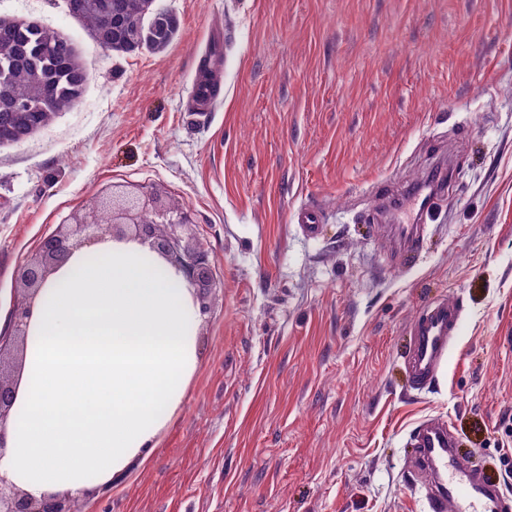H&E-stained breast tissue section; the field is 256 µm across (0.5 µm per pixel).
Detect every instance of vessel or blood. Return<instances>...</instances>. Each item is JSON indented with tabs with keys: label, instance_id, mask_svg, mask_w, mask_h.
Segmentation results:
<instances>
[{
	"label": "vessel or blood",
	"instance_id": "vessel-or-blood-1",
	"mask_svg": "<svg viewBox=\"0 0 512 512\" xmlns=\"http://www.w3.org/2000/svg\"><path fill=\"white\" fill-rule=\"evenodd\" d=\"M442 175L441 185L432 192H412L411 199L416 213L412 223L395 224V195L385 182L373 187L378 213L388 217V225L381 234L386 247L397 265L412 259L423 235L425 226L448 201L450 186L446 176L450 167L446 159H439L433 166ZM294 221L306 236H313L321 222L318 208L304 206L297 210ZM462 326L459 304L439 301L434 303L412 326V342L408 351V375L416 389H423L437 376L448 360L455 336ZM414 455L410 460L411 471L431 473L433 481L427 490L431 512H507L508 505L498 483L491 481L479 470L471 456L460 454L447 420L427 417L414 428L411 438Z\"/></svg>",
	"mask_w": 512,
	"mask_h": 512
}]
</instances>
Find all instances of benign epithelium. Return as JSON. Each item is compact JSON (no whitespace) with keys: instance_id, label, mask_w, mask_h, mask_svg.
I'll return each mask as SVG.
<instances>
[{"instance_id":"7a95c632","label":"benign epithelium","mask_w":512,"mask_h":512,"mask_svg":"<svg viewBox=\"0 0 512 512\" xmlns=\"http://www.w3.org/2000/svg\"><path fill=\"white\" fill-rule=\"evenodd\" d=\"M105 206L112 209V223L106 230L99 224V212ZM189 223L188 213L161 203L152 189L121 203L114 202V196L107 193L95 198L71 217L68 230L41 241L37 260L23 271L25 295L13 305L9 335L0 336V357L11 349L17 338L27 339L32 301L46 277L73 251L109 238L148 247L189 283L194 302L201 313H206L205 290L212 286L213 267L206 251L183 243L179 228ZM17 392V382L0 376V435L7 425ZM69 502L67 495L34 500L0 476V512H74Z\"/></svg>"}]
</instances>
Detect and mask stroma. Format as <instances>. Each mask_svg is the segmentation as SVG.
I'll return each mask as SVG.
<instances>
[{"label": "stroma", "instance_id": "35a3bbf8", "mask_svg": "<svg viewBox=\"0 0 512 512\" xmlns=\"http://www.w3.org/2000/svg\"><path fill=\"white\" fill-rule=\"evenodd\" d=\"M162 2L173 41L118 56L64 0H0L86 66L78 104L0 146V321L42 239L104 191L158 189L213 264L180 415L77 512H429L407 466L430 416L512 493V0ZM214 50L221 94L200 115L186 102ZM441 150L448 206L392 267L371 187L419 184ZM443 299L462 329L418 391L412 324ZM295 224H299L300 231L312 237L318 231V225L321 222V213L314 206H304L297 210L294 214Z\"/></svg>", "mask_w": 512, "mask_h": 512}]
</instances>
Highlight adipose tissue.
<instances>
[{
    "label": "adipose tissue",
    "mask_w": 512,
    "mask_h": 512,
    "mask_svg": "<svg viewBox=\"0 0 512 512\" xmlns=\"http://www.w3.org/2000/svg\"><path fill=\"white\" fill-rule=\"evenodd\" d=\"M199 321L188 283L147 247L73 252L34 302L0 474L40 499L145 462L198 368Z\"/></svg>",
    "instance_id": "obj_1"
}]
</instances>
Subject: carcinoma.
<instances>
[{
  "label": "carcinoma",
  "mask_w": 512,
  "mask_h": 512,
  "mask_svg": "<svg viewBox=\"0 0 512 512\" xmlns=\"http://www.w3.org/2000/svg\"><path fill=\"white\" fill-rule=\"evenodd\" d=\"M103 50L132 54L169 45L177 16L159 0H65ZM65 37L36 22L0 24V145L48 126L83 96L86 68Z\"/></svg>",
  "instance_id": "cac0c4a2"
}]
</instances>
